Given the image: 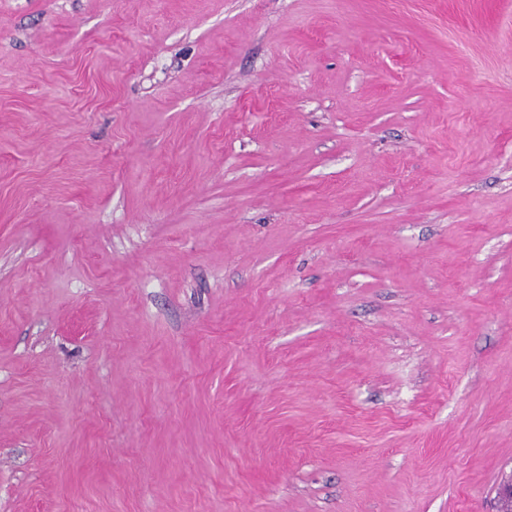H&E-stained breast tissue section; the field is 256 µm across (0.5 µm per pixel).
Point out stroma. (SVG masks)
<instances>
[{
    "instance_id": "obj_1",
    "label": "stroma",
    "mask_w": 512,
    "mask_h": 512,
    "mask_svg": "<svg viewBox=\"0 0 512 512\" xmlns=\"http://www.w3.org/2000/svg\"><path fill=\"white\" fill-rule=\"evenodd\" d=\"M512 0H0V512H496Z\"/></svg>"
}]
</instances>
